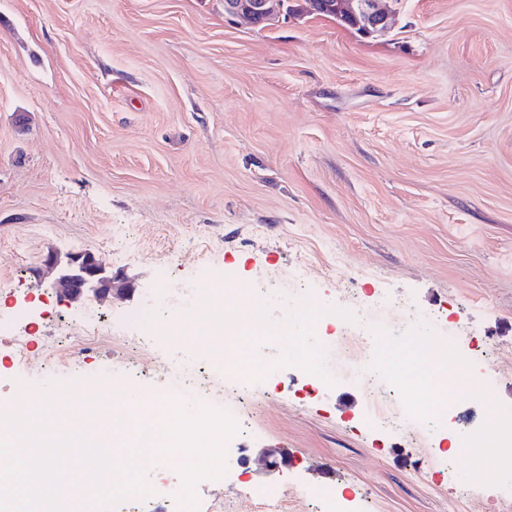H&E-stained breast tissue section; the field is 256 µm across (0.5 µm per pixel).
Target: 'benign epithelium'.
<instances>
[{"mask_svg":"<svg viewBox=\"0 0 512 512\" xmlns=\"http://www.w3.org/2000/svg\"><path fill=\"white\" fill-rule=\"evenodd\" d=\"M311 10H320L340 20L351 18L367 34L383 32L390 25V14L382 6V0H314ZM224 12L252 24H262L283 13V2L224 0ZM46 263L55 271L52 288L63 302L75 303L90 295L100 300L114 288L112 275L88 250L69 252L63 256L53 254Z\"/></svg>","mask_w":512,"mask_h":512,"instance_id":"7a95c632","label":"benign epithelium"}]
</instances>
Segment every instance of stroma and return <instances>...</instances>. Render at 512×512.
<instances>
[{"label": "stroma", "instance_id": "1", "mask_svg": "<svg viewBox=\"0 0 512 512\" xmlns=\"http://www.w3.org/2000/svg\"><path fill=\"white\" fill-rule=\"evenodd\" d=\"M258 27L224 0H0V404L19 385L85 384L123 402L181 396L169 359L203 347L131 329L90 331L161 296L175 325L226 285L264 286L271 319L314 299L325 370L266 345L271 373L239 389L247 462L199 481L208 512H512V467L456 453L450 436L512 429V0H387L364 35L307 11ZM93 252L124 291L61 302L45 260ZM70 341L43 368L44 339ZM468 360L469 391L417 379L422 335ZM395 362L392 393L361 379ZM184 397V396H181ZM195 404L194 396L184 397ZM446 405L447 428L428 424Z\"/></svg>", "mask_w": 512, "mask_h": 512}]
</instances>
